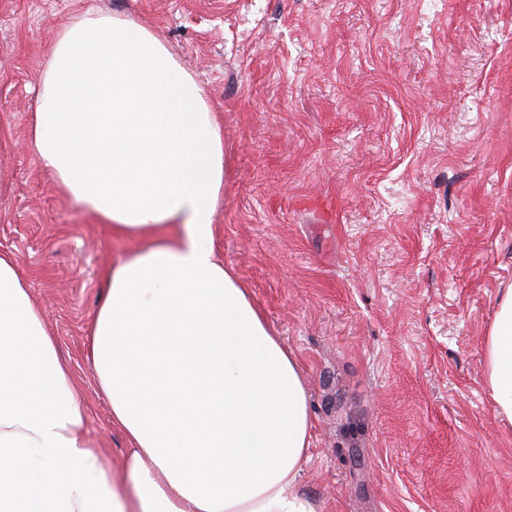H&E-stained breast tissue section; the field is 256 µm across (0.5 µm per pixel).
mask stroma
<instances>
[{"instance_id":"35a3bbf8","label":"stroma","mask_w":512,"mask_h":512,"mask_svg":"<svg viewBox=\"0 0 512 512\" xmlns=\"http://www.w3.org/2000/svg\"><path fill=\"white\" fill-rule=\"evenodd\" d=\"M90 9L150 28L222 119L216 245L308 383L322 512H512L483 348L512 288V0H0V251L114 465L88 329L135 242L29 141L52 44Z\"/></svg>"}]
</instances>
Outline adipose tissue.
<instances>
[{"label":"adipose tissue","mask_w":512,"mask_h":512,"mask_svg":"<svg viewBox=\"0 0 512 512\" xmlns=\"http://www.w3.org/2000/svg\"><path fill=\"white\" fill-rule=\"evenodd\" d=\"M30 141L40 166L117 238L90 327L99 394L127 442L118 466L11 255L0 252V512H320L300 474L309 393L293 354L224 266L219 115L144 25L85 13L58 36ZM512 421V289L484 348ZM200 427L184 452L171 420Z\"/></svg>","instance_id":"ef3b65f1"}]
</instances>
